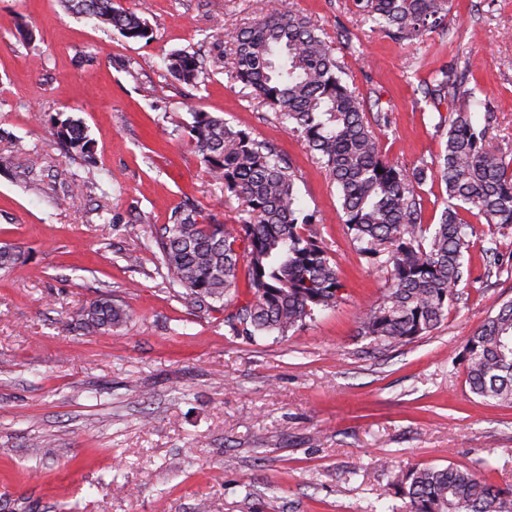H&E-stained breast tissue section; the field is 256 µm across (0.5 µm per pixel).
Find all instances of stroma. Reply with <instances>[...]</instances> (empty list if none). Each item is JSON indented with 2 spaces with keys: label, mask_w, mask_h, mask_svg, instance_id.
Masks as SVG:
<instances>
[{
  "label": "stroma",
  "mask_w": 512,
  "mask_h": 512,
  "mask_svg": "<svg viewBox=\"0 0 512 512\" xmlns=\"http://www.w3.org/2000/svg\"><path fill=\"white\" fill-rule=\"evenodd\" d=\"M256 0H121L146 19L131 41L59 0H0V512H405L393 469L490 463L512 485V408L487 406L454 365L492 305L512 298V225L472 226L469 275L447 319L409 343L358 335L360 312L390 275L361 257L335 185L221 59ZM336 46L350 87L387 114L385 158L436 162L447 104L423 90L442 65L473 71L489 146L512 153V0H454L447 32L398 42L352 0H293ZM223 40H215L216 31ZM199 50L208 74L179 84L165 59ZM274 144L294 168L302 207L345 290L287 336L233 335L220 312L192 311L142 242L192 205L240 223L187 133L196 112ZM81 121L94 162L71 158L55 117ZM501 265H489L490 254ZM109 291L121 328L76 330ZM45 436L49 446L33 447Z\"/></svg>",
  "instance_id": "1"
}]
</instances>
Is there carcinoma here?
<instances>
[{
    "label": "carcinoma",
    "instance_id": "carcinoma-1",
    "mask_svg": "<svg viewBox=\"0 0 512 512\" xmlns=\"http://www.w3.org/2000/svg\"><path fill=\"white\" fill-rule=\"evenodd\" d=\"M132 41L153 38L147 20L120 0H61ZM355 13L398 41L413 42L443 25L451 0H352ZM224 71L253 89L259 103L304 140L336 185L344 224L364 256L386 255L391 286L359 317L358 335L406 343L435 330L457 300L464 276L470 224L462 212L477 211L491 226L512 224V160L486 147L487 128L472 122L484 105L466 87L468 75L454 65L435 71L426 95L450 100L445 151L429 167L402 168L386 159L367 117L366 103L342 79L334 48L290 0L270 7L257 0L253 21L233 35ZM180 83L195 87L206 68L186 50L167 58ZM53 135L71 153L93 158L82 123L55 119ZM190 135L211 179L235 198L240 224H220L194 208L174 211L170 223L144 248L166 270L165 278L197 312L224 311L238 336L288 332L318 309L336 305L344 284L312 232L314 211L300 208L296 174L276 148L209 112L193 113ZM445 184L448 203L439 223H422L418 188ZM245 280L249 300L228 310ZM129 314L110 293L92 300L78 318L87 334L124 325ZM470 392L482 401L512 407V299L498 302L469 336L462 353ZM395 494L408 512H512V487L456 465L417 466L393 474Z\"/></svg>",
    "mask_w": 512,
    "mask_h": 512
}]
</instances>
